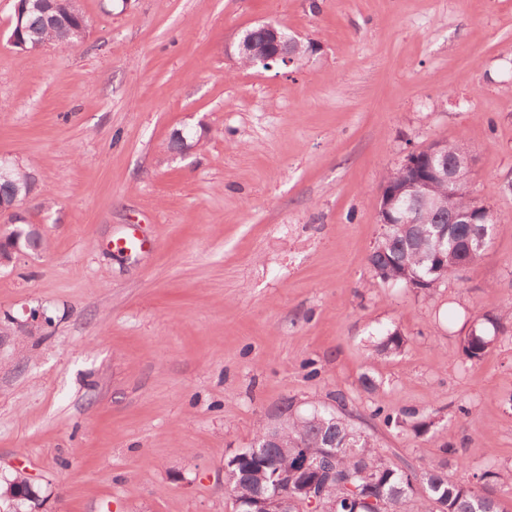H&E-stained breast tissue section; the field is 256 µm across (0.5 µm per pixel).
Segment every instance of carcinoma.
<instances>
[{
  "label": "carcinoma",
  "instance_id": "cac0c4a2",
  "mask_svg": "<svg viewBox=\"0 0 512 512\" xmlns=\"http://www.w3.org/2000/svg\"><path fill=\"white\" fill-rule=\"evenodd\" d=\"M16 31L17 48L30 50L36 43L78 42L85 38L89 20L76 8L74 0H30ZM448 159H461L470 153L463 141L443 142ZM34 179L33 170L20 167L12 180H0V198H11L15 187ZM431 195L438 206L421 203L419 220L427 224H448V256H434L429 245L420 241L408 224H395L377 261L385 278L400 282L405 271L432 288L458 276L457 258L466 242L488 232L486 224H453V215L475 207L485 209L482 200L465 192L448 191L435 183ZM512 312L488 311L470 320L461 350L470 361L481 360L504 332L503 319ZM406 338L398 330L389 331L377 345L380 355L401 351ZM337 407L319 405L300 415L288 401V427L281 431V445L260 455L243 448L224 463L230 485L225 492L239 502V512L259 507L271 497L301 499L306 489H324L323 507L329 512H498L496 492L504 478L495 469L471 473L457 464L461 474L448 476V460L419 470L401 467L375 451L370 436L352 423L344 397L336 396ZM416 413L384 416V423L419 434L425 423Z\"/></svg>",
  "mask_w": 512,
  "mask_h": 512
}]
</instances>
